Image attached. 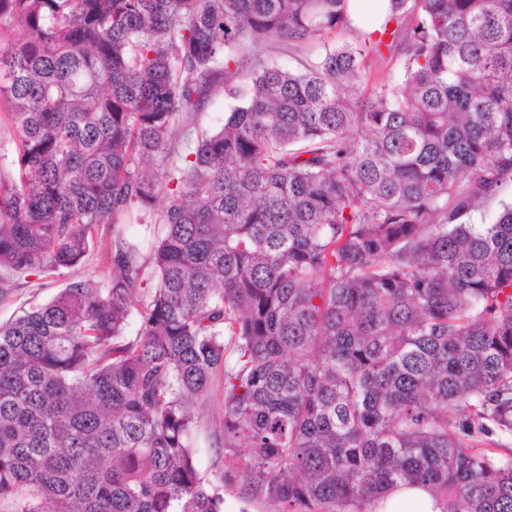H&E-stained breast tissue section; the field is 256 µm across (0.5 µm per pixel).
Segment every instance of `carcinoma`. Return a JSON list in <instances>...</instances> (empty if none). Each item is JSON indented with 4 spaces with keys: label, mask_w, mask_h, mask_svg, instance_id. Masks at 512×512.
I'll list each match as a JSON object with an SVG mask.
<instances>
[{
    "label": "carcinoma",
    "mask_w": 512,
    "mask_h": 512,
    "mask_svg": "<svg viewBox=\"0 0 512 512\" xmlns=\"http://www.w3.org/2000/svg\"><path fill=\"white\" fill-rule=\"evenodd\" d=\"M385 2L336 46L351 0H0V302L162 225L0 323V512H223L191 442L219 374L222 479L278 512H512V200L470 222L512 182V0ZM368 43L404 62L366 95ZM238 102L234 99L228 98L223 94L222 91H219L217 95H215L210 102L206 103L203 109L197 113L196 115V125L192 126V128L196 127L192 131V138H196V133H199L201 130L211 132L216 130L224 123V113L230 112L231 108L237 105ZM512 197V184L506 183L500 192L491 197L485 198L480 206L471 214V222L474 224H493L500 211V200L505 197ZM145 224H100L97 227V243L75 276L102 279L111 271V257L118 242L124 239L138 245L140 252L147 255L160 233V224H154L145 216ZM388 500L392 506L382 512H440L435 499L422 488L398 489L389 495Z\"/></svg>",
    "instance_id": "cac0c4a2"
}]
</instances>
